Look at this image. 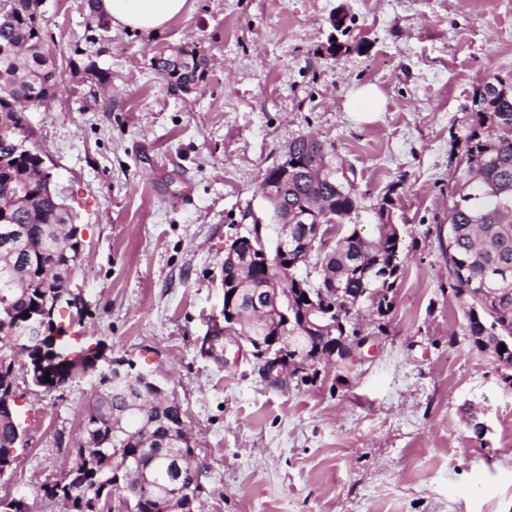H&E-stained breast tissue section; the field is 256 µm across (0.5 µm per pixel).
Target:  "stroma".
<instances>
[{"mask_svg": "<svg viewBox=\"0 0 512 512\" xmlns=\"http://www.w3.org/2000/svg\"><path fill=\"white\" fill-rule=\"evenodd\" d=\"M85 4L43 0V28L58 61L95 56L111 89H63L26 118L80 215V338L174 391L203 512H512V385L474 346L440 242L474 94L512 81V0H187L161 34L115 29L104 42ZM340 10L351 49L332 56ZM186 43L211 63L189 95L151 68L156 48ZM364 88L379 111L364 112ZM301 135L334 145L360 233L375 234L392 197L403 263L385 331L359 319L379 338L366 361L276 386L212 329L224 249L245 212L267 217L263 175ZM15 375L25 445L0 497L63 512L41 486L77 461L91 382L48 392Z\"/></svg>", "mask_w": 512, "mask_h": 512, "instance_id": "stroma-1", "label": "stroma"}]
</instances>
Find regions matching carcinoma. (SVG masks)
Here are the masks:
<instances>
[{"label": "carcinoma", "instance_id": "1", "mask_svg": "<svg viewBox=\"0 0 512 512\" xmlns=\"http://www.w3.org/2000/svg\"><path fill=\"white\" fill-rule=\"evenodd\" d=\"M41 0H0V372L9 374L24 359L28 383L45 391L72 384L69 368L59 361L47 366L34 359L36 344L26 326L47 318L50 335L64 354L79 351L82 370L97 376L98 386L83 417L78 460L62 478L63 495L73 492L68 512H161V503L184 512H199V473L185 462L193 457V440L181 404L159 394L157 380L147 382L128 365L120 378L95 370L102 340L77 347L74 320H56L54 300L69 287L84 251L82 236H73L77 214L51 189L52 177L35 146V131L25 112L47 106L62 91L57 56L47 44ZM86 29L108 31L96 0H86ZM71 78L106 86L112 73L92 58L68 61ZM152 69L167 88L189 93L205 82L209 59L188 45L152 57ZM472 120L464 135L465 166L455 177L448 207V288L468 308L470 335L479 349H490L512 369V84L499 78L485 82L472 100ZM333 146L302 135L288 145V182L278 208L297 221L288 225L296 242L316 225L328 237L317 240L320 280H288L283 302L295 322L313 308L304 296H326L335 304L325 331L307 334L296 328L293 352L331 355L340 336L357 333V311L347 304L369 292L379 318L394 305L401 271V238L393 220L394 201L383 198L376 211L377 234L354 229L333 239L331 233L356 212L349 180L332 167ZM73 238L68 247L62 240ZM222 281L237 292L234 322L224 319L214 336H256L264 340L275 324L253 313L254 300L268 288V269L250 248L239 260L224 261ZM50 381H44L45 375ZM24 443L19 417L0 415V449ZM149 482L133 493L141 474Z\"/></svg>", "mask_w": 512, "mask_h": 512}]
</instances>
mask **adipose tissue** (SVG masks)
I'll return each mask as SVG.
<instances>
[{"label":"adipose tissue","instance_id":"ef3b65f1","mask_svg":"<svg viewBox=\"0 0 512 512\" xmlns=\"http://www.w3.org/2000/svg\"><path fill=\"white\" fill-rule=\"evenodd\" d=\"M187 0H98L99 12L112 27L150 34L163 31L183 13Z\"/></svg>","mask_w":512,"mask_h":512}]
</instances>
